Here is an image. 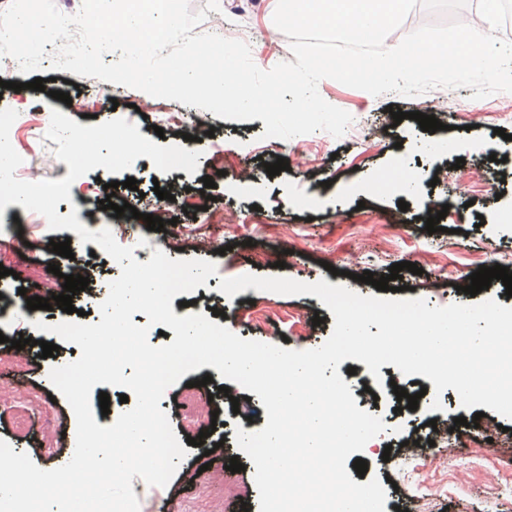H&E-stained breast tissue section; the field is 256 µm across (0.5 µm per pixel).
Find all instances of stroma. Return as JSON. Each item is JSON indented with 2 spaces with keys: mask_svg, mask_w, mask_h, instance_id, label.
<instances>
[{
  "mask_svg": "<svg viewBox=\"0 0 512 512\" xmlns=\"http://www.w3.org/2000/svg\"><path fill=\"white\" fill-rule=\"evenodd\" d=\"M219 11L209 12L203 28H223L227 38L249 44L254 63L268 70L283 61H294L289 39L273 29V16L267 0H219ZM14 81L23 83L22 91H0V110L12 109L18 114L41 113L50 118L52 111H60L73 120L82 114L96 115L98 122L122 117L137 126L139 133L155 139L154 126L158 122V100L144 97L141 91L98 79L76 82L72 72L58 70L44 91L26 89L27 75L13 73ZM61 90L71 96H83L84 111L72 110L65 103L51 98V90ZM318 91L331 105L349 112L353 118L342 138L317 131L272 145L262 140L265 130L262 119L232 120L201 111L203 125L191 123L168 124L164 127L167 143L183 144L184 134L201 139V156L196 174L174 169L170 174L157 172L151 160L138 158L128 173L109 174L96 168L82 178L80 191L72 192L70 201L60 202L59 215L76 211L77 218L87 229L99 231L115 223L112 209L100 210L103 183L117 180L121 186L113 198L115 205L128 203L139 212L152 213L154 198L146 189L150 178L165 182L174 177L179 186L178 207L172 208L176 225L154 232L140 228L141 239L161 247L169 237L183 240L179 256L183 259L200 258L214 262L217 273L208 277L205 285L192 293L178 294V303L172 311L176 316L209 313L213 306L225 312L223 324L243 339H254L268 344L304 351L320 347L331 335L335 318L318 297L282 295L252 288L234 296L219 291L221 279L249 273L261 276L282 275L300 282L320 280L331 285H343L360 295L374 294L372 285L358 281L360 273L370 271L374 276L388 274L392 264L413 261L420 251L431 252L437 265L425 268L423 274L402 271L401 298H421L429 306L444 307L454 303L468 304L472 299H493L512 307V297L506 296L501 281H492L489 289L478 297L465 294L463 288L470 275L479 266L502 265L512 268V223L500 220L503 211L512 210V178L498 175V159H512V123L500 124L498 109L512 104V94L497 93L487 98L473 99L469 87L456 89L452 97H444L436 88L414 99H404L388 93L380 97L345 86L336 81H320ZM407 114L402 122H394L392 110ZM419 111L435 116L443 124L435 133L422 131L410 112ZM382 127L375 141H367L369 127ZM504 127L505 136L495 135L496 127ZM10 141L28 168L38 172L40 179L59 180L67 176L69 168L54 155L55 142L47 139L45 129L29 130L13 126ZM223 151L225 175H218L212 158ZM289 161V170L268 176L266 164L277 158ZM464 159L467 178H460L454 170L457 159ZM402 160L414 189L403 194L376 188L372 176L389 170L394 160ZM236 168H245L249 178L233 176ZM212 176L216 186L210 195H203L204 176ZM137 181L136 189L124 188L127 177ZM407 202V211H400L399 202ZM210 205L211 209L233 212L238 216L235 227L209 224L193 218L183 210L184 205ZM445 211L441 231L430 234L425 221L430 212ZM20 222L22 234L14 241L13 252L7 253L0 265L10 269L18 264L59 265L62 273L72 268L70 259L50 250L51 243L64 241L70 232L53 230L48 224L36 221L33 212L8 206L0 212V222ZM201 233L215 239L219 253L198 248L194 234ZM288 252L285 268L256 265L258 254ZM335 254L336 269L327 271L321 264L326 254ZM323 316L320 325H313L314 316ZM0 356L8 354L13 340L19 337L35 339L29 349L27 363L18 369L3 368L0 374L25 382L28 394L37 398L34 413L36 421L27 434L14 428L15 408L0 404V439L14 452L27 453L38 467L52 470L70 459L69 444L75 436V417L62 395L56 394L49 381L52 367L79 358L78 345L61 343L53 357L42 358L37 341L42 334L32 322L24 318L0 320ZM209 366L186 373L166 392L160 402L168 414L173 430H180L182 403L180 398L187 382H198L200 396H211V409L217 410L218 426L202 446L189 447L187 456L167 486L148 485L134 478L132 488L140 503V512H212L208 500L197 492L191 478L203 464L213 462L224 469L231 457H238L244 469L237 479L248 489L244 501L231 502L224 512H259L258 490L255 484V465L246 453L240 452L235 442V428L253 424L264 428L267 411L259 397H247L245 389L230 383L229 394H221L217 383L202 384L209 374ZM345 375L351 392L362 386H374L376 379L395 381L408 388L424 389L425 394L416 416L397 413L386 390H379L376 403L360 402V409L381 417L387 426L378 435L375 447L365 449L360 457L368 463V476L383 481L387 494L385 512L413 508L414 484L433 487L438 475L445 474L452 484L447 493L437 494L427 502V512H512V420L494 411L486 418L497 424L493 435L498 454L484 466L472 464L466 454L444 457L441 450L428 448L416 468L399 462L401 444L412 433L416 421H436L441 427H454L456 434H466L462 425H454V418H473L474 409L463 408L455 391L434 397L433 383L425 376H405L391 364L382 365L379 376H372L366 364L346 359L338 367ZM250 398L249 414L234 412L227 396ZM441 400L442 407L432 410L433 400ZM497 485L495 498H487L484 489Z\"/></svg>",
  "mask_w": 512,
  "mask_h": 512,
  "instance_id": "35a3bbf8",
  "label": "stroma"
}]
</instances>
